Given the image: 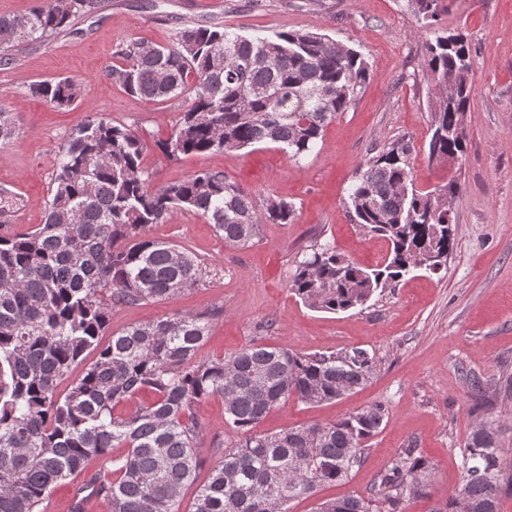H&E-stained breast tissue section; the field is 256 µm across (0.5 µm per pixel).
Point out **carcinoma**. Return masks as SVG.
Segmentation results:
<instances>
[{"mask_svg":"<svg viewBox=\"0 0 512 512\" xmlns=\"http://www.w3.org/2000/svg\"><path fill=\"white\" fill-rule=\"evenodd\" d=\"M424 21L423 63L433 83L428 160L456 159L466 150L464 116L472 60L461 53L464 32L435 26L441 0H406ZM98 8L97 0H35L22 17L0 16V67L13 48L47 40ZM109 77L128 93L158 103L185 98L168 137L157 143L170 161L275 144L293 159L311 153L325 127L346 111L368 77L362 55L311 31L246 37L185 25L170 45L131 40ZM30 92L55 108L81 97L65 77L38 81ZM10 113L0 106V145L16 140ZM411 141L384 146L349 194L354 223L385 240L383 262L363 268L321 244L299 261L290 290L309 307L346 312L365 305L415 270L432 250L450 254L456 240L448 199L450 179L434 189L415 184ZM146 143L128 125L84 116L62 150L45 222L27 234L0 236V512H40L51 490L93 459L101 466L74 488L69 512H84L89 496L106 512H290V504L323 484L346 479L367 442L383 431L381 404L330 423L256 431L276 406L294 397L311 405L334 401L369 380L367 350L300 354L252 344L228 356L199 358L209 312H180L128 326L107 346L112 309L170 300L204 278L190 252L148 235L175 211L212 224L228 245H246L262 224H290L295 206L277 195L257 207L250 193L222 171H202L154 186L143 166ZM0 187V215L19 206ZM67 393L58 381L84 361ZM150 395L131 413L119 408ZM512 393V376L472 380L477 405ZM224 401V425L234 434L217 445L219 461L182 510L184 491L200 468L202 399ZM120 452L112 455L110 450ZM461 488L431 512H500L512 496V463L498 430L476 423L463 451ZM431 465L407 448L379 474L370 496L325 500L314 512H402L404 492L429 493Z\"/></svg>","mask_w":512,"mask_h":512,"instance_id":"cac0c4a2","label":"carcinoma"}]
</instances>
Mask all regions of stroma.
<instances>
[{
	"mask_svg": "<svg viewBox=\"0 0 512 512\" xmlns=\"http://www.w3.org/2000/svg\"><path fill=\"white\" fill-rule=\"evenodd\" d=\"M183 24L217 27L252 37L282 30L331 36L362 54L369 78L323 140L300 159L273 144L178 161L156 147L183 109L126 93L108 71L122 43L167 45ZM441 28L464 30L473 70L470 110L464 117L467 150L451 163L427 159L432 87L422 58L424 30L405 0H99L92 15L44 43L20 46L14 63L0 68V106L11 112L18 139L0 145V186L15 190L23 206L0 216V235L26 233L44 223L60 152L85 113L97 112L136 130L147 143L144 165L153 185L177 182L202 170L225 177L263 200L274 193L294 203L290 224H264L249 244L230 246L206 220L175 212L153 225L152 238L191 252L206 276L192 293L170 301L114 309L111 330L145 324L179 312L209 311L214 318L200 354L216 357L251 343L298 353L364 348L374 353L369 383L343 398L310 405L289 398L260 423L275 433L334 421L380 403L389 413L348 480L318 488L290 512H312L316 500L368 496L372 481L404 449L433 466L430 494L407 496L405 512H429L462 481V455L474 423L500 430L512 450V396L499 395L478 409L469 377L512 375V0H451ZM59 77L80 82L81 98L59 109L29 92L31 84ZM410 139L419 187L456 180L452 199L457 241L439 273L414 272L375 294L364 308L341 313L314 310L289 289L296 263L313 243H328L362 267L381 261L385 241L352 224L345 203L360 168L386 144ZM205 430L197 454L199 480L218 461L216 441L230 440L219 397L196 408Z\"/></svg>",
	"mask_w": 512,
	"mask_h": 512,
	"instance_id": "obj_1",
	"label": "stroma"
}]
</instances>
